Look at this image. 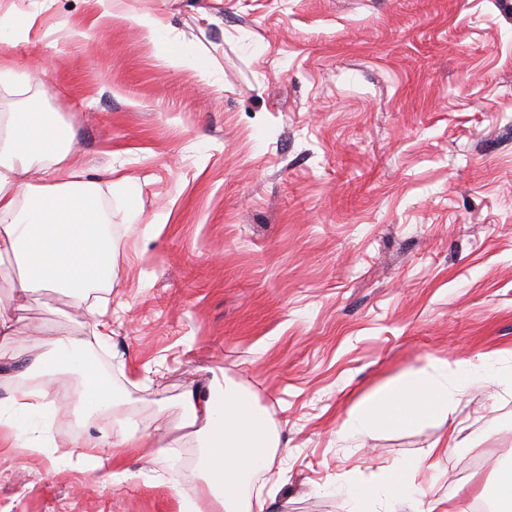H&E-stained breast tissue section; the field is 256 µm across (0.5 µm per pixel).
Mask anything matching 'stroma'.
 Listing matches in <instances>:
<instances>
[{
	"label": "stroma",
	"mask_w": 512,
	"mask_h": 512,
	"mask_svg": "<svg viewBox=\"0 0 512 512\" xmlns=\"http://www.w3.org/2000/svg\"><path fill=\"white\" fill-rule=\"evenodd\" d=\"M35 36L0 45L28 74L0 85L75 138L112 215L119 286L112 339L92 342L85 302L50 288L19 299L0 259V311L18 331L0 399L41 350L89 340L104 414L35 417L43 454L0 452V512H180L188 481L215 512L189 391L228 385L264 408L280 446L250 491L270 512H348L349 474L419 459L449 424L465 440L426 498L493 489L512 465V389L469 386L448 423L340 432L363 396L429 361L512 364V0H0ZM167 31L149 39L130 18ZM184 49L180 64L170 46ZM131 422L161 446L123 448L105 484L80 448Z\"/></svg>",
	"instance_id": "stroma-1"
}]
</instances>
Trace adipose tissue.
<instances>
[{"label":"adipose tissue","mask_w":512,"mask_h":512,"mask_svg":"<svg viewBox=\"0 0 512 512\" xmlns=\"http://www.w3.org/2000/svg\"><path fill=\"white\" fill-rule=\"evenodd\" d=\"M70 158V138L57 123L29 108L0 118V255H13L18 262L13 287L19 295L38 288H57L78 297L95 292L87 311L96 336L105 341L110 337L107 296L118 280L112 227L97 206L102 184L83 180L81 173L66 168ZM85 352L84 338L75 335L57 339L52 354L33 360L32 368L42 381L0 401V441L17 451L40 454L48 443L31 429L35 415L52 407L64 416L79 409L93 414L123 403L122 392L99 383ZM75 373L82 378L81 392L70 403L57 405L58 383ZM480 379L512 387V370L469 359L420 366L363 397L341 430L355 437L382 428L446 421L458 395ZM185 411L187 426L196 427L207 440L209 487L222 512H264V496L251 501L241 494L255 474L269 468L279 446L264 410L247 394L227 387L188 395ZM457 436L456 429H449L422 459L381 468L371 482L349 478L344 491L350 512H381L393 503L409 512H448L444 499H417L414 481L421 468L437 467Z\"/></svg>","instance_id":"adipose-tissue-1"}]
</instances>
